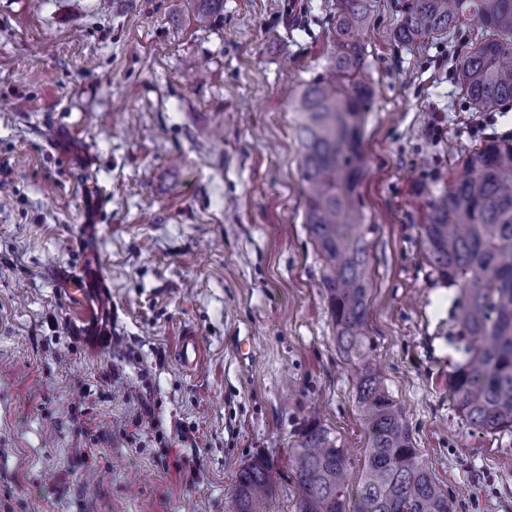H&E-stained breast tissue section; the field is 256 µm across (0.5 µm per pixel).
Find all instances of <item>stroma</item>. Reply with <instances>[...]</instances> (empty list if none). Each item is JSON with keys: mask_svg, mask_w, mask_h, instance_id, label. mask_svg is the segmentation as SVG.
<instances>
[{"mask_svg": "<svg viewBox=\"0 0 512 512\" xmlns=\"http://www.w3.org/2000/svg\"><path fill=\"white\" fill-rule=\"evenodd\" d=\"M334 3L224 0L201 28L194 0H0V512H234L259 456L269 512H297L292 450L313 421L360 468L289 108L326 70ZM370 10L368 359L454 512H512V432L457 409L456 290L421 248L431 195L473 144L512 136V107L459 96L465 32L407 45L399 0ZM87 234L109 284L103 340L67 293Z\"/></svg>", "mask_w": 512, "mask_h": 512, "instance_id": "35a3bbf8", "label": "stroma"}]
</instances>
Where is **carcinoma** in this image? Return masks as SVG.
Wrapping results in <instances>:
<instances>
[{
	"mask_svg": "<svg viewBox=\"0 0 512 512\" xmlns=\"http://www.w3.org/2000/svg\"><path fill=\"white\" fill-rule=\"evenodd\" d=\"M206 24L224 0H199ZM369 0H336L330 71L290 102L305 183L304 224L323 262L322 287L336 344L355 379L368 442L355 490L348 456L331 432L310 423L295 448L299 512H453L448 493L419 461L400 405L365 361L372 288L359 188L366 156L363 127L374 101L365 76L362 34ZM481 32L456 57L459 91L477 112L512 106V0H403L397 41L446 40L467 25ZM424 257L442 282L458 287L464 361L451 393L469 426L512 430V138L473 144L430 203ZM271 465L257 457L238 473L235 512H267Z\"/></svg>",
	"mask_w": 512,
	"mask_h": 512,
	"instance_id": "cac0c4a2",
	"label": "carcinoma"
}]
</instances>
